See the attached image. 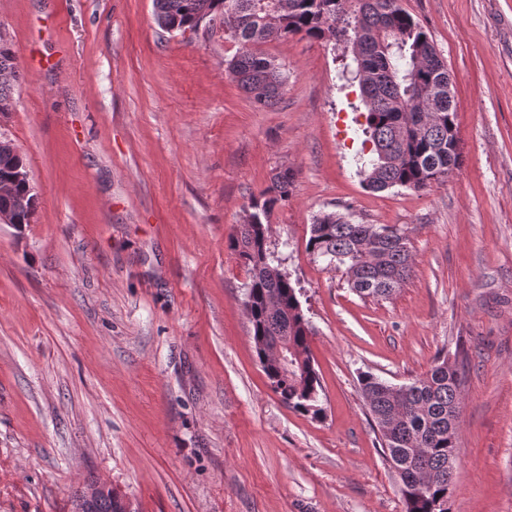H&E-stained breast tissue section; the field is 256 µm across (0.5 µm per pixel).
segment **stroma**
<instances>
[{"mask_svg": "<svg viewBox=\"0 0 512 512\" xmlns=\"http://www.w3.org/2000/svg\"><path fill=\"white\" fill-rule=\"evenodd\" d=\"M453 78L462 165L367 188L352 48L263 46L286 72L256 107L224 18L168 33L153 0H0L18 80L0 138L38 205L0 224V512H73L98 482L135 512H405L359 378L463 355L451 512H512V0H401ZM272 250L309 323L321 418L274 392L229 246L282 173ZM403 231L387 299L306 250L316 216Z\"/></svg>", "mask_w": 512, "mask_h": 512, "instance_id": "35a3bbf8", "label": "stroma"}]
</instances>
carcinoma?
<instances>
[{"label":"carcinoma","mask_w":512,"mask_h":512,"mask_svg":"<svg viewBox=\"0 0 512 512\" xmlns=\"http://www.w3.org/2000/svg\"><path fill=\"white\" fill-rule=\"evenodd\" d=\"M158 26L166 31L198 27L214 12L224 14V31L239 49L228 70L239 87L260 106L274 104L285 83L276 60L261 50L266 42L305 33L325 39L332 23L350 27L356 39L355 60L361 73L367 110L369 161L366 185L373 191L390 187H424L443 182L461 167L454 96L448 66L425 30L400 0H154ZM17 79L14 55L0 40V103L10 100ZM23 158L0 147V180H10ZM293 177H276L251 204L232 245L251 274L247 316L259 363L276 393L293 409L318 418L321 389L309 349L310 330L297 289L268 245L270 217L291 194ZM35 193L28 183H15L0 197L18 224H28ZM307 249L330 263L347 267L350 286L365 298L387 299L412 272L407 238L389 225L354 224L327 213L310 226ZM286 342L296 369L289 375L275 362L272 350ZM463 373L447 359L437 361L422 378L394 393L392 385L366 374L361 392L386 461L401 481L406 512H450L453 471L459 439V383ZM119 494L112 488L92 510L77 498L75 512H116Z\"/></svg>","instance_id":"obj_1"}]
</instances>
